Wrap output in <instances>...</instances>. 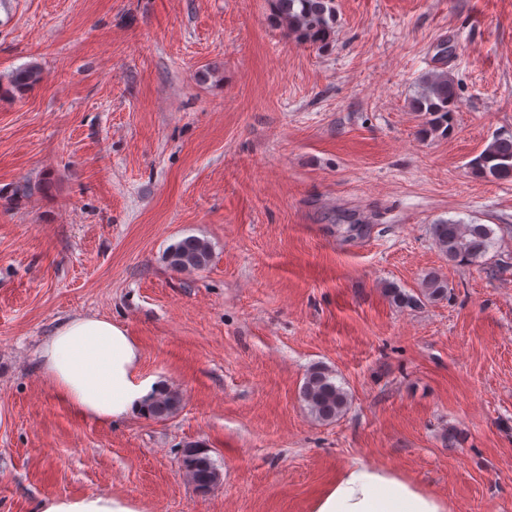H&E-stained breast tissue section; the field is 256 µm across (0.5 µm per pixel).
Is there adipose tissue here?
<instances>
[{
    "label": "adipose tissue",
    "instance_id": "obj_1",
    "mask_svg": "<svg viewBox=\"0 0 512 512\" xmlns=\"http://www.w3.org/2000/svg\"><path fill=\"white\" fill-rule=\"evenodd\" d=\"M140 349L126 328L76 315L60 322L36 352L37 369L85 419L109 424L139 413L157 385L140 377ZM39 512H138L129 499L88 492L46 497ZM311 512H448L447 503L398 472L358 460L314 501Z\"/></svg>",
    "mask_w": 512,
    "mask_h": 512
}]
</instances>
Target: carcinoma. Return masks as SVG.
Here are the masks:
<instances>
[{
	"instance_id": "1",
	"label": "carcinoma",
	"mask_w": 512,
	"mask_h": 512,
	"mask_svg": "<svg viewBox=\"0 0 512 512\" xmlns=\"http://www.w3.org/2000/svg\"><path fill=\"white\" fill-rule=\"evenodd\" d=\"M275 23L300 41L319 48L327 45L334 21V0H270ZM42 80V68L30 62L18 68L8 78L11 89L23 94ZM459 102L458 85L446 71H435L422 78L421 91L411 101L412 109L425 116L424 132L448 134L452 112ZM478 178L496 182L512 179V135H498L469 163ZM432 236L438 250L457 264H470L488 253L493 245V230L485 224L462 221H441L432 226ZM212 260L211 244L189 236L173 245L167 253L169 266L177 272L205 268ZM392 302L401 308L418 307L424 302L447 296L448 285L436 273L428 274L417 294L391 285ZM300 398L311 415L319 422L330 423L341 418L350 406V396L336 382V376L324 366L311 368L300 389ZM179 390L162 385L147 405L145 415L165 420L182 407ZM180 471L200 492L206 493L222 481V472L212 458L210 449L196 442L183 445Z\"/></svg>"
}]
</instances>
